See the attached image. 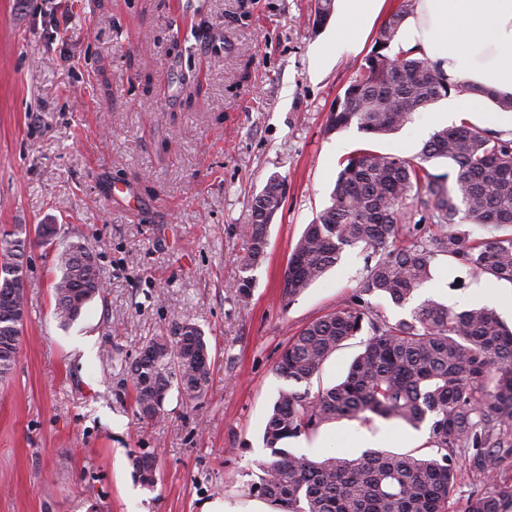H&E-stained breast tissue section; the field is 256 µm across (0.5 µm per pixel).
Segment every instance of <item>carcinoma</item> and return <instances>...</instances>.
I'll list each match as a JSON object with an SVG mask.
<instances>
[{
	"label": "carcinoma",
	"mask_w": 512,
	"mask_h": 512,
	"mask_svg": "<svg viewBox=\"0 0 512 512\" xmlns=\"http://www.w3.org/2000/svg\"><path fill=\"white\" fill-rule=\"evenodd\" d=\"M403 0L380 27L365 62L329 113L326 130L352 125L372 137L392 134L413 115L452 93L475 92L502 111L512 96L470 87L427 59L388 50L410 13ZM444 160L453 175L431 171ZM283 182L275 176L252 200L254 222L246 266L264 261L268 226L280 210ZM466 224L491 237L475 240ZM55 224H22L0 232V380L15 366L25 317L24 251L45 244L40 231ZM359 247L371 261L354 297L292 336L275 366L286 382L267 417L263 442L270 456L258 464L256 492L278 512H512V482L498 479L512 455V328L486 306L455 310L434 299L390 322L371 298L408 304L432 280L443 258L469 274L512 284V137L467 122L439 129L421 150L400 157L361 147L339 162L328 204L306 225L288 259L281 297L290 304ZM53 284L55 318L75 322L104 293L94 251L72 243L59 255ZM367 333L362 350L337 384L311 392V380L348 341ZM209 344L190 321L156 333L130 367L137 415L152 420L169 392L194 402L212 374ZM395 421L428 429V450L396 453L372 448L320 459L283 444L311 438L336 420ZM472 454L486 488L456 499L458 462ZM139 481L155 484V457L130 455Z\"/></svg>",
	"instance_id": "obj_1"
}]
</instances>
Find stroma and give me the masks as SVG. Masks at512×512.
<instances>
[{
  "label": "stroma",
  "mask_w": 512,
  "mask_h": 512,
  "mask_svg": "<svg viewBox=\"0 0 512 512\" xmlns=\"http://www.w3.org/2000/svg\"><path fill=\"white\" fill-rule=\"evenodd\" d=\"M337 17L314 0H0V228L53 223L55 245L23 264L27 313L12 374L0 382V512H201L216 499L247 512L262 432L282 386L274 368L292 336L357 292L364 254L291 304L290 252L329 201L338 162L366 136L327 118L375 36L322 49ZM200 86L193 98L184 81ZM447 100L416 113L376 150L415 154ZM285 183L266 259L245 268L251 202ZM97 255L106 282L72 325L53 314L65 245ZM249 291H242V282ZM486 305L512 325V284L437 260L415 299ZM189 319L215 358L204 397L138 420L128 368L147 336ZM423 448L428 433L380 418L339 420L313 457ZM155 456L142 485L130 453Z\"/></svg>",
  "instance_id": "stroma-1"
}]
</instances>
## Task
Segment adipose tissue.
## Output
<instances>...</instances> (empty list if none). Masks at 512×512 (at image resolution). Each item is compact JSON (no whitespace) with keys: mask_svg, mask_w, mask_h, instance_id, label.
Wrapping results in <instances>:
<instances>
[{"mask_svg":"<svg viewBox=\"0 0 512 512\" xmlns=\"http://www.w3.org/2000/svg\"><path fill=\"white\" fill-rule=\"evenodd\" d=\"M338 3L340 51L362 41L386 0ZM398 43L464 83L512 95V0H416Z\"/></svg>","mask_w":512,"mask_h":512,"instance_id":"adipose-tissue-1","label":"adipose tissue"}]
</instances>
